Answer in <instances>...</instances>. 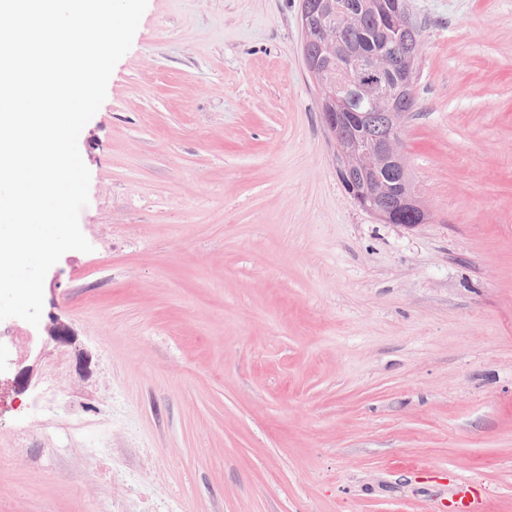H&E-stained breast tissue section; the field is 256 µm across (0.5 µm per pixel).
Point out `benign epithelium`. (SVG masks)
<instances>
[{
    "label": "benign epithelium",
    "instance_id": "1",
    "mask_svg": "<svg viewBox=\"0 0 512 512\" xmlns=\"http://www.w3.org/2000/svg\"><path fill=\"white\" fill-rule=\"evenodd\" d=\"M361 14L352 7L332 3L325 8L322 4L304 3L300 23L305 34L303 54L310 57L312 47L316 46L333 55L344 56L347 49L343 36L357 27ZM377 26L382 31L396 35L402 28V13H391L376 18ZM397 66L396 58L388 50L364 58H352V66L341 64L336 67L333 79L331 107L324 113V123L331 132L343 127L342 119L351 101L347 79L355 72L359 76L358 90L368 107L374 112H382L388 122L376 127L369 138L361 140L356 136L345 134L332 135L335 152L339 154L343 166L340 175L350 185V193L355 203L386 224H400L413 227L424 218V208L417 193L396 194L390 190L379 195L369 190L372 183L381 182V162L392 159L396 170L406 171L404 151L400 149L396 129L401 125L404 113L393 111V94L387 78L391 69ZM50 338L62 345L73 343L70 330L62 323H55L48 329Z\"/></svg>",
    "mask_w": 512,
    "mask_h": 512
}]
</instances>
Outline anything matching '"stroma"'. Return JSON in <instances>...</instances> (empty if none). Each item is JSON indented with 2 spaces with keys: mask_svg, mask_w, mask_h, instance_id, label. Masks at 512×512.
Here are the masks:
<instances>
[{
  "mask_svg": "<svg viewBox=\"0 0 512 512\" xmlns=\"http://www.w3.org/2000/svg\"><path fill=\"white\" fill-rule=\"evenodd\" d=\"M407 5L410 228L338 178L300 0H148L78 140L92 250L0 321V512H120L109 468L155 512H512V0Z\"/></svg>",
  "mask_w": 512,
  "mask_h": 512,
  "instance_id": "obj_1",
  "label": "stroma"
}]
</instances>
